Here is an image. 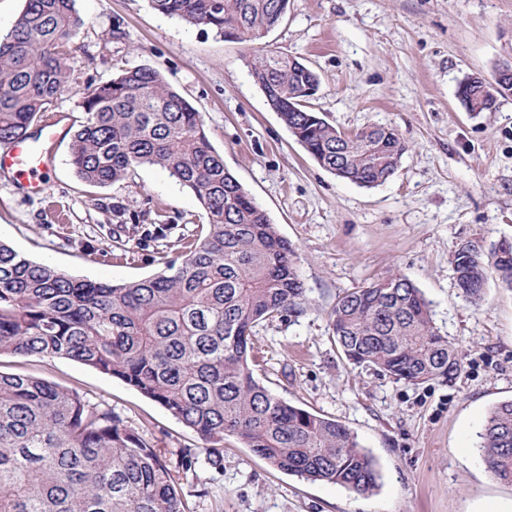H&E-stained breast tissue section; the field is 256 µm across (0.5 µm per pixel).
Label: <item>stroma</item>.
I'll return each mask as SVG.
<instances>
[{"instance_id": "stroma-1", "label": "stroma", "mask_w": 512, "mask_h": 512, "mask_svg": "<svg viewBox=\"0 0 512 512\" xmlns=\"http://www.w3.org/2000/svg\"><path fill=\"white\" fill-rule=\"evenodd\" d=\"M84 24L68 61L72 93L51 113L63 135L42 193L0 177V241L80 279L122 283L165 269L205 221L193 192L151 166L105 186L82 183L71 136L80 89L148 65L201 112L232 172L296 252L310 305L255 329L253 368L272 392L345 425L374 456L377 489L359 495L270 467L235 437L224 470L198 493L183 450L205 443L158 403L78 362L0 357V371L37 377L112 409L172 469L189 512H512V486L487 472L479 435L512 400V290L489 278L482 307L455 285L467 243L512 239V96L469 112L459 82L493 79L512 61V0H288L265 45L319 76L309 110L344 132L397 129L407 146L384 184L361 187L322 168L291 135L250 75L252 53L155 11L150 0H76ZM163 233H156L157 220ZM399 274L430 301L462 351L450 381L409 384L349 363L332 339L339 296Z\"/></svg>"}]
</instances>
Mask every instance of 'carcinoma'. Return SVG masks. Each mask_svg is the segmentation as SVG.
<instances>
[{"label": "carcinoma", "instance_id": "carcinoma-1", "mask_svg": "<svg viewBox=\"0 0 512 512\" xmlns=\"http://www.w3.org/2000/svg\"><path fill=\"white\" fill-rule=\"evenodd\" d=\"M76 0H25L0 39V146L31 138L71 91L67 61L84 20ZM176 16L251 45L284 19L288 0H151ZM252 77L293 137L317 163L373 187L394 174L406 150L396 129L340 131L300 106L315 71L261 50ZM471 112H491L500 94L481 78L466 84ZM86 119L70 161L80 181L106 185L140 166L166 170L197 197L204 233L182 243L166 270L113 284L72 277L0 241V356L69 359L133 387L210 443L224 461L234 436L272 467L360 495L377 487L374 457L333 419L280 398L255 377L254 328L309 306L291 244L224 166L200 112L145 65L80 92ZM457 288L484 301L488 272L512 289V242L489 253H454ZM332 333L346 360L411 384L452 380L462 352L439 333L430 304L395 274L339 297ZM493 479L512 485V400L489 412L480 433ZM0 512H185L175 476L155 448L110 410L43 379L0 371Z\"/></svg>", "mask_w": 512, "mask_h": 512}]
</instances>
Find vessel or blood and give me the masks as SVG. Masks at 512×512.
<instances>
[{
    "mask_svg": "<svg viewBox=\"0 0 512 512\" xmlns=\"http://www.w3.org/2000/svg\"><path fill=\"white\" fill-rule=\"evenodd\" d=\"M57 137V124L50 121L44 124L38 139L16 142L0 149V174L12 178L29 192H41L44 177L52 166Z\"/></svg>",
    "mask_w": 512,
    "mask_h": 512,
    "instance_id": "1",
    "label": "vessel or blood"
}]
</instances>
